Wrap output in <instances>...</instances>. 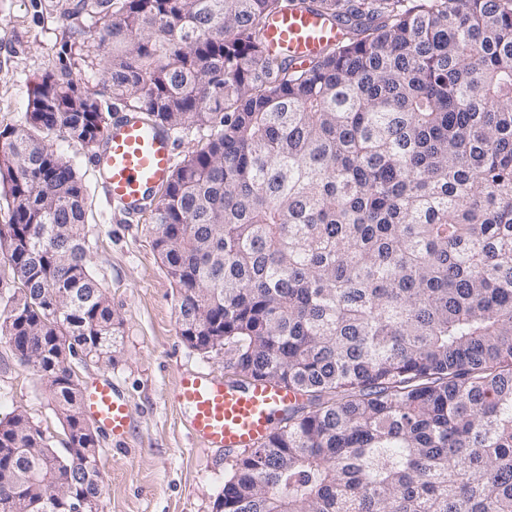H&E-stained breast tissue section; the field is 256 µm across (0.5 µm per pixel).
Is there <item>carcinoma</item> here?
<instances>
[{
  "label": "carcinoma",
  "instance_id": "obj_1",
  "mask_svg": "<svg viewBox=\"0 0 512 512\" xmlns=\"http://www.w3.org/2000/svg\"><path fill=\"white\" fill-rule=\"evenodd\" d=\"M290 6L342 39L308 62L272 54ZM74 13L83 70L113 100L174 134L210 129L151 210L179 335L224 337L227 383L301 397L235 459L215 512H512V0H77L62 22ZM111 117L47 74L0 128V342L36 339L57 411L79 383L61 347L112 364L120 322L69 306L99 283L83 182L49 135L93 148ZM53 224L77 251L56 253ZM86 441L96 480L77 496L104 487ZM0 448L23 449L0 467L30 512H62L29 474L73 464L26 412L0 418Z\"/></svg>",
  "mask_w": 512,
  "mask_h": 512
}]
</instances>
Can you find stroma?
<instances>
[{
  "mask_svg": "<svg viewBox=\"0 0 512 512\" xmlns=\"http://www.w3.org/2000/svg\"><path fill=\"white\" fill-rule=\"evenodd\" d=\"M75 3L0 0L1 127L21 122L33 88L45 75L65 71L73 72L80 89L96 93L102 109H111L104 75L75 70V52L90 36L85 18L67 25L61 21ZM56 147L75 165L85 186L87 263L122 323L121 352L114 365H73L82 387L103 380L117 386L133 418L124 440L98 436V465L105 478L102 512H214L237 454L192 441L174 390L188 370L223 375L226 356L194 350L179 335L176 290L154 247L150 214L127 223L105 200L91 166V149L63 140ZM15 409L41 426L53 448H64L63 424L32 368L0 343V415Z\"/></svg>",
  "mask_w": 512,
  "mask_h": 512,
  "instance_id": "obj_1",
  "label": "stroma"
}]
</instances>
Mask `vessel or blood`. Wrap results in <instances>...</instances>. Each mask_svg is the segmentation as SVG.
I'll list each match as a JSON object with an SVG mask.
<instances>
[{"label": "vessel or blood", "instance_id": "1", "mask_svg": "<svg viewBox=\"0 0 512 512\" xmlns=\"http://www.w3.org/2000/svg\"><path fill=\"white\" fill-rule=\"evenodd\" d=\"M342 35L341 26L312 10L291 8L271 20V50L308 61ZM106 198L135 221L174 170V143L159 125L141 115L114 113L103 147L92 155ZM175 399L188 415L190 433L207 448L250 449L273 430L297 397L287 388L254 384L239 388L205 373L183 375ZM86 413L112 436L131 425L126 401L109 383L92 385L83 396Z\"/></svg>", "mask_w": 512, "mask_h": 512}]
</instances>
